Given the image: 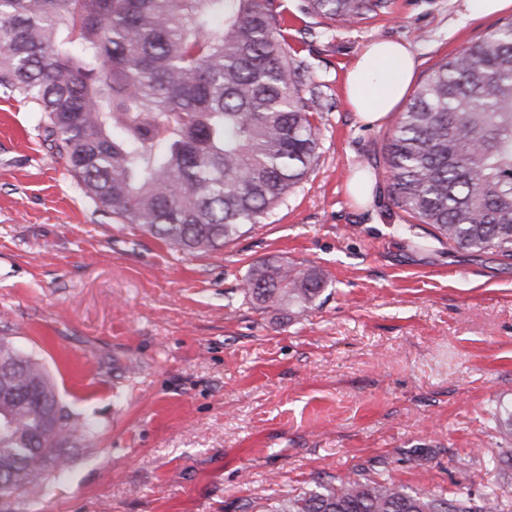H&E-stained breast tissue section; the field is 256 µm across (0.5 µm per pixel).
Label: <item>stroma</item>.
Instances as JSON below:
<instances>
[{
	"label": "stroma",
	"instance_id": "35a3bbf8",
	"mask_svg": "<svg viewBox=\"0 0 512 512\" xmlns=\"http://www.w3.org/2000/svg\"><path fill=\"white\" fill-rule=\"evenodd\" d=\"M282 0L321 91L317 161L287 202L218 251L190 255L106 215L0 99V336L36 358L89 436L61 478L0 512H262L354 472L406 490L512 491L493 418L512 407V260L438 241L390 197L388 125L359 122L348 66L372 39L410 45L415 82L500 24L458 0L322 25ZM375 181L357 208L351 179ZM320 271L314 306L245 299L257 261Z\"/></svg>",
	"mask_w": 512,
	"mask_h": 512
}]
</instances>
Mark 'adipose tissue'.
I'll return each mask as SVG.
<instances>
[{"instance_id":"ef3b65f1","label":"adipose tissue","mask_w":512,"mask_h":512,"mask_svg":"<svg viewBox=\"0 0 512 512\" xmlns=\"http://www.w3.org/2000/svg\"><path fill=\"white\" fill-rule=\"evenodd\" d=\"M415 72V59L409 46L387 39L367 43L345 76L348 103L367 125L386 120L403 102Z\"/></svg>"}]
</instances>
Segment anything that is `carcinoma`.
<instances>
[{
	"mask_svg": "<svg viewBox=\"0 0 512 512\" xmlns=\"http://www.w3.org/2000/svg\"><path fill=\"white\" fill-rule=\"evenodd\" d=\"M392 0H304L353 25ZM276 0H0V95L39 114L85 193L124 224L194 254L280 207L316 159L319 91L281 29ZM392 201L438 240L512 260V19L437 62L383 145ZM313 269L254 264L251 302L309 308ZM0 500L47 487L69 421L44 367L0 336ZM512 438V408L493 413ZM272 512H512L493 489L408 492L383 477L317 482Z\"/></svg>",
	"mask_w": 512,
	"mask_h": 512,
	"instance_id": "obj_1",
	"label": "carcinoma"
}]
</instances>
